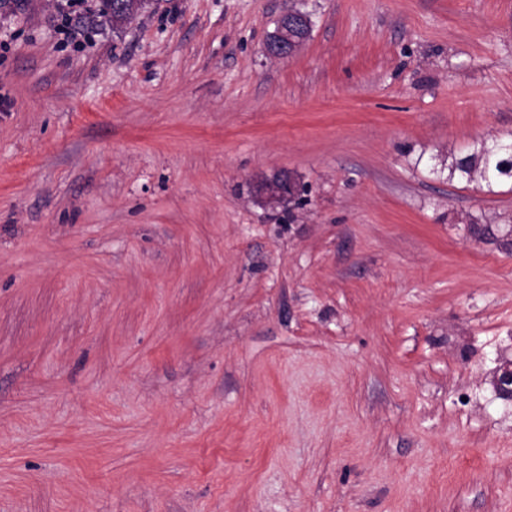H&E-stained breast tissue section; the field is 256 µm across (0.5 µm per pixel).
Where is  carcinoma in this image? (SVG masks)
I'll return each mask as SVG.
<instances>
[{
	"mask_svg": "<svg viewBox=\"0 0 512 512\" xmlns=\"http://www.w3.org/2000/svg\"><path fill=\"white\" fill-rule=\"evenodd\" d=\"M65 3L72 7H84L85 19L89 24L99 27L130 20L146 7L148 0H58L57 7ZM511 158L512 138L504 136L482 139L448 167V179L487 188L498 183L512 182V168L508 167Z\"/></svg>",
	"mask_w": 512,
	"mask_h": 512,
	"instance_id": "obj_1",
	"label": "carcinoma"
}]
</instances>
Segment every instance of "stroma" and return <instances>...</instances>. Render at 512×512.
Segmentation results:
<instances>
[{"label":"stroma","mask_w":512,"mask_h":512,"mask_svg":"<svg viewBox=\"0 0 512 512\" xmlns=\"http://www.w3.org/2000/svg\"><path fill=\"white\" fill-rule=\"evenodd\" d=\"M61 26L0 10V512H512V251L466 232L512 185L448 178L512 133V0ZM310 30L311 23L306 14L288 10L281 16L278 30L265 45L266 54L277 59L291 57L305 44ZM258 195L270 206L291 202L297 194L296 186L288 174H277L258 186Z\"/></svg>","instance_id":"1"}]
</instances>
